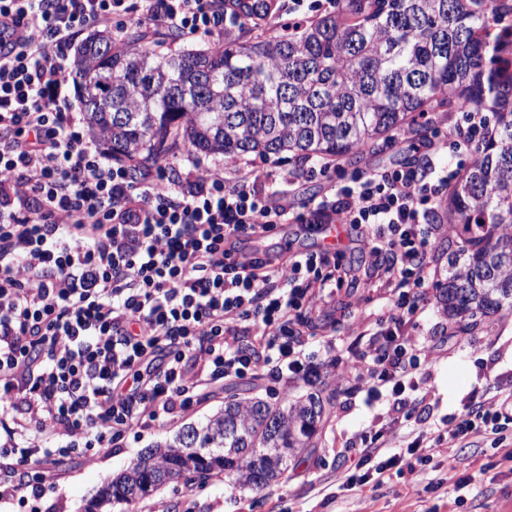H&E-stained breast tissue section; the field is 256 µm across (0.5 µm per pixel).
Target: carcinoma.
<instances>
[{"label":"carcinoma","instance_id":"carcinoma-1","mask_svg":"<svg viewBox=\"0 0 512 512\" xmlns=\"http://www.w3.org/2000/svg\"><path fill=\"white\" fill-rule=\"evenodd\" d=\"M501 31L492 33L488 17ZM512 3L505 0H336L291 34L229 40L211 51L112 48L103 32L77 51L76 82L91 129L115 160L139 169L183 134L204 153L353 160L416 116L481 109L491 133L448 192L461 240L439 300L450 317L512 311ZM160 442L106 479L85 512H109L182 481L255 489L278 483L314 447L334 394L275 403L238 398Z\"/></svg>","mask_w":512,"mask_h":512}]
</instances>
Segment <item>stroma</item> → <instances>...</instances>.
<instances>
[{"label":"stroma","instance_id":"1","mask_svg":"<svg viewBox=\"0 0 512 512\" xmlns=\"http://www.w3.org/2000/svg\"><path fill=\"white\" fill-rule=\"evenodd\" d=\"M299 23L314 19V12L292 11L289 0H271L269 14L261 26L240 20L233 28L234 39L257 42L283 33L289 16ZM425 141L415 135L406 139L379 140L374 151L359 162L340 161L333 173L345 183L377 167L409 165L426 153ZM356 229H348L345 263L352 275L336 296V325L323 326L322 334L335 336L342 346L354 343L362 328L373 325L382 312V291L367 287L371 258L358 243ZM461 241L448 234L437 244L431 268L428 309L403 333L409 343L426 350L428 363L417 377V408L427 417L432 431L442 430L448 419L468 408L512 393V313L479 318L477 323L448 318L438 299V289L448 277V258L458 252ZM346 362L329 363L324 381L336 396L329 414L315 437V448L292 459L287 477L278 484L258 490L214 479L201 486L173 482L138 502L113 507L112 512H512V463L502 461V449L490 439L479 438L459 450L460 464L449 470L444 463L445 446L430 450L433 467L423 469L412 457H405L401 472L377 488L343 490L350 458L343 448L362 431L380 427L390 407L388 399L366 403L346 377ZM223 396H216L179 420L143 432H127L119 445L90 460L63 459L49 464L45 494L34 508L18 503H0V512H84L106 478L126 469L138 453L173 437L184 426L203 421L223 408ZM467 480L462 489L464 504L454 505L449 495L456 482Z\"/></svg>","mask_w":512,"mask_h":512}]
</instances>
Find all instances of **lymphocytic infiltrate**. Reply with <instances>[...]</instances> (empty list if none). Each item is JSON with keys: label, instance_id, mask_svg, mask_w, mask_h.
I'll use <instances>...</instances> for the list:
<instances>
[{"label": "lymphocytic infiltrate", "instance_id": "lymphocytic-infiltrate-1", "mask_svg": "<svg viewBox=\"0 0 512 512\" xmlns=\"http://www.w3.org/2000/svg\"><path fill=\"white\" fill-rule=\"evenodd\" d=\"M224 0H0V429L32 444L0 443V500L47 485L46 466L93 457L131 430H150L200 405L227 377H267L287 390L338 352L314 314L348 275L338 256L280 259L242 240L279 224L351 225L389 297L350 365L361 387L389 388L385 423L350 442L346 488L382 485L409 454L430 461L429 431L388 437L412 417L401 397L420 357L401 334L427 310L430 254L441 224L427 221L490 131L488 113L463 112L434 141L448 162L372 170L323 196L291 199L301 179L328 177L314 159L281 175L224 178L194 151L188 177L161 164L132 174L87 138L68 99L74 41L107 25L112 46L129 25L183 39L223 37L239 21ZM512 421V394L448 423V445Z\"/></svg>", "mask_w": 512, "mask_h": 512}]
</instances>
